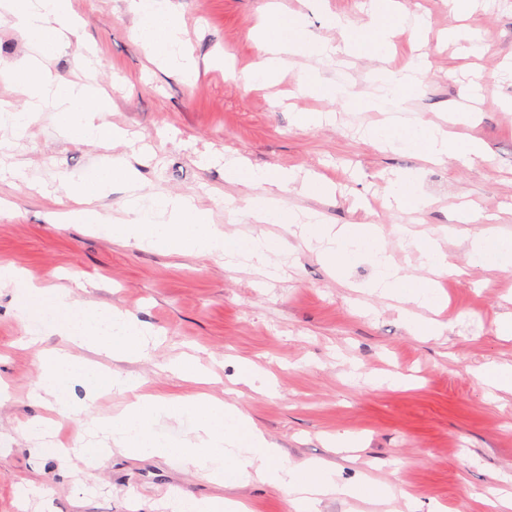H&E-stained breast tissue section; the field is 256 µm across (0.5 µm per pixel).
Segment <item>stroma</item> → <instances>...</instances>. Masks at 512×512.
<instances>
[{"label":"stroma","instance_id":"obj_1","mask_svg":"<svg viewBox=\"0 0 512 512\" xmlns=\"http://www.w3.org/2000/svg\"><path fill=\"white\" fill-rule=\"evenodd\" d=\"M268 0H170L192 62L153 59L137 36L128 0H72L83 24L69 47L48 62L72 82L93 77L112 99L107 122L129 132L109 148L64 135L61 114L48 104L24 137L0 127V154L12 169H0V264H10L35 283L71 285L73 276L95 280L86 299L116 307L151 325L161 344L123 371L144 380L161 398H182L201 386L164 371L182 354L199 356L214 372L211 393L244 407L266 438L290 461L334 462L341 481L370 478L399 495L368 503L357 498L325 500L321 512H505L501 492H512V393L488 389L480 366L512 364V340L499 324L512 316V268L490 270L468 262L458 221L463 205L486 217V229L512 235V0H476L466 24L484 46L479 64L460 55L449 28L457 23L452 0H403L410 16L423 20L422 39L411 27L392 35L388 59L341 56L317 63L295 55L278 82L249 86L246 76L261 60L253 34ZM315 38L339 41L324 12L356 25L369 20L370 0H282ZM423 61L420 87L405 102V119L445 124L448 111L474 112L467 132L486 157L474 164L451 158L434 165L421 156L382 149L361 139L360 127L382 120L349 101L304 95V73L366 96L376 75ZM332 112L336 120L298 128L300 112ZM241 157L261 167H288L336 186L325 199L282 192L287 206L311 210L334 224H377L388 253L407 274L422 275L419 253L400 227L417 237L439 239L459 276L443 278L447 301L438 318L441 336H419L396 302L369 294L374 268L360 260L338 276L300 237L279 224L246 217L252 190L224 180V159ZM124 158L146 190L181 195L209 212L233 236L265 234L286 247L280 278L248 267H230L217 257L166 254L113 242L92 224L61 219L58 197L72 182L112 158ZM416 170L431 204L417 213L398 210L385 188L399 173ZM46 317H22L13 289L0 288V512H152L171 489L198 498L242 499L252 512H290L287 492L254 481L226 487L158 456L115 450L93 477L83 465L35 453L20 429L48 417L32 397L39 374L26 337H42L44 349L63 347ZM255 362L278 386L268 397L235 384L238 360ZM365 372L399 374L398 388L362 380ZM359 435L358 447L336 451L338 434ZM33 489L21 500L20 487Z\"/></svg>","mask_w":512,"mask_h":512}]
</instances>
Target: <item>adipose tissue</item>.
Masks as SVG:
<instances>
[{"label":"adipose tissue","mask_w":512,"mask_h":512,"mask_svg":"<svg viewBox=\"0 0 512 512\" xmlns=\"http://www.w3.org/2000/svg\"><path fill=\"white\" fill-rule=\"evenodd\" d=\"M129 8L138 19V36L160 58H168L181 41V31L164 0H129ZM13 24L34 44L36 53L17 68L25 81L29 97L53 100L65 116V132L77 139L106 147L125 140L127 133L105 121L112 109L111 99L96 88L53 77L45 59L61 53L69 35L78 25L70 0H0ZM370 22L358 28L339 18L325 19L327 27L339 30L342 39L309 38L300 21L284 10L270 11L259 30L258 41L263 61L252 74L255 82L267 83L277 78L288 54L329 59L339 53L376 59L390 48V37L406 18L405 10L392 0H371ZM419 70L409 67L388 72L379 78L376 94L355 99L357 107L389 113L387 121L368 127L364 135L382 147H399L419 154L433 163L455 157L474 162L484 155L480 142L441 127L420 121L410 122L399 112L419 81ZM224 179L229 183L265 187V194L251 199L248 215L262 224H290L300 230L308 244L317 245L320 257L338 274H345L359 259L369 258L374 275L369 282L372 293L411 305L404 319L412 332L422 336L441 335L443 326L433 319L416 317L415 309L435 310L443 299L434 285L425 279L403 274L388 254L377 225L326 224L317 215L301 217L275 198L277 190L300 183L310 196L333 194V187L316 178H298L285 169L256 168L239 159L224 163ZM470 262L491 269L512 267V236L491 230L471 235ZM0 288L14 289L25 312L43 311L51 315L67 347L45 350L40 337L29 345L38 349L40 374L38 387L49 396L48 406L63 419H76L88 413V404L71 402L69 390L74 381H82L89 396L112 392L123 396V409L107 419L91 422L93 431L104 434L122 452L132 455L162 456L175 460L183 468L206 472L209 479L231 487L260 480L287 490L293 512H318L327 497H364L382 501L392 497L385 485L367 480L357 485L342 483L331 463L311 460L294 464L281 448L270 443L249 414L239 406L224 402L206 392L213 376L194 356L167 363L175 376L202 384L203 392L177 401H166L144 393L143 382L133 374L118 369L105 370L71 354L79 347L115 361H135L146 357L158 342V334L120 309L103 312L91 301L79 299L74 288H45L23 276L12 265L0 264ZM188 418L191 439L178 443L161 437L154 429L161 417ZM165 506L168 512H249L242 500L195 498L179 491L170 492Z\"/></svg>","instance_id":"adipose-tissue-1"}]
</instances>
